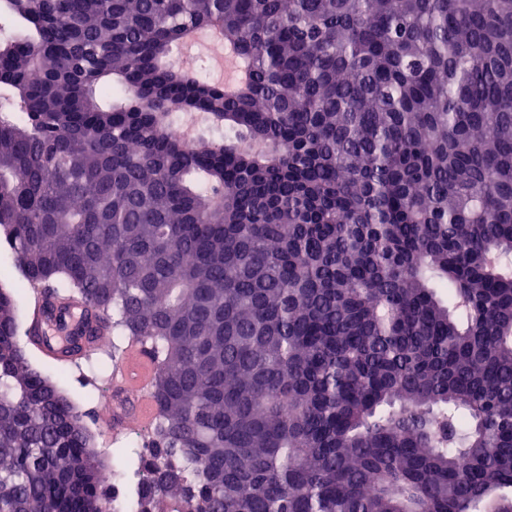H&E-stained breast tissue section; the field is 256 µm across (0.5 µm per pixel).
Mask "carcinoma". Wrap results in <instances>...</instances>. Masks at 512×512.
<instances>
[{"mask_svg":"<svg viewBox=\"0 0 512 512\" xmlns=\"http://www.w3.org/2000/svg\"><path fill=\"white\" fill-rule=\"evenodd\" d=\"M0 10V228L156 362L137 512H512V0ZM17 336L0 291V512H106Z\"/></svg>","mask_w":512,"mask_h":512,"instance_id":"obj_1","label":"carcinoma"}]
</instances>
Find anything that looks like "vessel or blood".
I'll return each mask as SVG.
<instances>
[{"instance_id": "vessel-or-blood-1", "label": "vessel or blood", "mask_w": 512, "mask_h": 512, "mask_svg": "<svg viewBox=\"0 0 512 512\" xmlns=\"http://www.w3.org/2000/svg\"><path fill=\"white\" fill-rule=\"evenodd\" d=\"M48 320L43 315H35L31 323V340L44 354L52 358L72 361L79 356L88 355L98 347L97 341H90L80 351H72L70 344L57 343L46 339ZM155 373L152 359L142 346L131 342L125 348L124 360L114 374L113 384L119 399L127 402V409L114 410L106 420L112 431L125 429L130 422L150 424L156 414L150 386Z\"/></svg>"}]
</instances>
